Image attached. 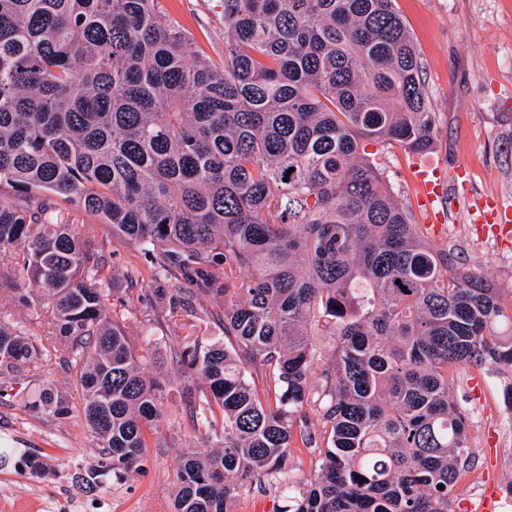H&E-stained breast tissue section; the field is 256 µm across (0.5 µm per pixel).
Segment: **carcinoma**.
<instances>
[{"instance_id": "cac0c4a2", "label": "carcinoma", "mask_w": 512, "mask_h": 512, "mask_svg": "<svg viewBox=\"0 0 512 512\" xmlns=\"http://www.w3.org/2000/svg\"><path fill=\"white\" fill-rule=\"evenodd\" d=\"M216 2L221 66L158 0H0V292L52 313L36 338L0 300V374L56 359L104 448L98 475L144 471L161 382L112 314L108 239L55 215L75 197L156 278L224 304V342L168 343L201 380L199 422L223 414L219 442L183 455L172 512H234L255 474L284 486L286 512H453L475 455L449 380L512 370V315L427 242L365 151L434 146L407 26L393 0ZM180 292L154 289L149 322L196 316ZM25 406L71 414L52 389ZM296 431L321 463L294 489Z\"/></svg>"}]
</instances>
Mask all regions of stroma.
I'll return each instance as SVG.
<instances>
[{
	"mask_svg": "<svg viewBox=\"0 0 512 512\" xmlns=\"http://www.w3.org/2000/svg\"><path fill=\"white\" fill-rule=\"evenodd\" d=\"M420 61L428 103L436 114V145L412 154L396 145L371 144L367 151L387 177L401 206L414 223L429 219L418 204L420 186L414 169H441L455 198L446 213L442 234L432 246L459 252L466 267L500 290L503 308L512 315V222L474 223L478 202L492 200L512 209V0H395ZM162 21L178 24L194 38L200 53L215 64L224 61V22L211 0H159ZM107 273L116 285L140 295L127 270L150 268L140 248L114 241ZM193 303L206 316L188 325L169 319L157 327L161 340L150 343L141 304L113 302L117 320L133 347L150 348L161 366L166 386L163 414L145 431L144 472L133 480L97 486L89 482L99 460L100 442L80 412L60 419L24 409L22 392L33 393L60 379L55 363L37 376L13 381L0 397V450L9 460L0 467V506L5 512H46V502L76 501L85 512H171L177 466L194 438L189 413V383L173 363L164 337L194 333L200 342L224 337L213 314L221 305L205 296ZM512 372L492 367H465L453 376V390L467 410L474 467L462 473L452 492L455 512H481L484 497L497 493L495 512H512V410L504 391ZM44 456L51 465L47 480L35 482L21 462V453ZM287 501L269 478L257 477L238 499L235 512H284Z\"/></svg>",
	"mask_w": 512,
	"mask_h": 512,
	"instance_id": "35a3bbf8",
	"label": "stroma"
}]
</instances>
